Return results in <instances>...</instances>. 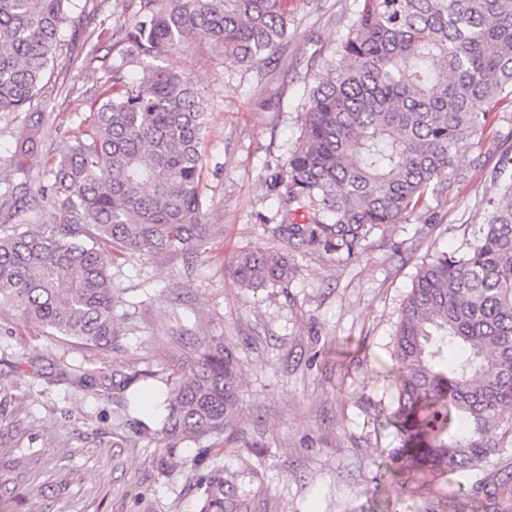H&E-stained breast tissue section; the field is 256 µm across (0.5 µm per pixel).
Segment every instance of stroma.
I'll return each instance as SVG.
<instances>
[{"mask_svg": "<svg viewBox=\"0 0 512 512\" xmlns=\"http://www.w3.org/2000/svg\"><path fill=\"white\" fill-rule=\"evenodd\" d=\"M358 2L284 0L288 40L258 72L224 62L199 41L159 60L188 74L208 103L201 192L210 234L192 255L112 262L122 334L110 351L48 335L0 306V512H198L197 478L214 469L236 491L235 512H512L505 501L461 494L459 472L417 490L390 486L385 474L399 445L386 415L402 304L427 256L463 247L483 224L491 172L512 148L511 111L463 149L464 180L429 211L370 238L359 261L295 252L288 283L258 291L238 287L229 273L237 253L272 244L267 228L281 217L267 192V166L297 141L304 98L326 74ZM63 38L45 93L25 111L0 112L4 205L16 196L39 203L53 158L89 110L86 89L106 79L102 67L79 68L87 33L67 25ZM77 78L84 91L72 90ZM32 117L41 138L22 169L15 134ZM212 337L237 349V443L136 433L118 418L111 391L78 382L114 362L168 374Z\"/></svg>", "mask_w": 512, "mask_h": 512, "instance_id": "obj_1", "label": "stroma"}]
</instances>
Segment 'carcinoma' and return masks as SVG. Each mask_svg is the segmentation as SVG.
Wrapping results in <instances>:
<instances>
[{
  "mask_svg": "<svg viewBox=\"0 0 512 512\" xmlns=\"http://www.w3.org/2000/svg\"><path fill=\"white\" fill-rule=\"evenodd\" d=\"M283 0H139L136 21L112 43L120 63L91 95L89 112L64 145L53 182L40 189L56 223L10 208L0 222V302L29 323L109 351L121 335L112 273L98 242L125 254L190 252L202 223L201 144L207 107L195 83L155 69L129 82L124 69L202 40L224 62L260 69L288 37ZM76 0H0V112H20L45 87L61 30ZM512 108V0H360L336 43L327 76L302 107V131L270 173L281 222L267 228L288 249L257 247L230 264L241 288L288 281L289 251L358 261L370 237L428 209L463 179L457 156ZM40 124L19 132L15 157L35 156ZM487 222L465 246L422 263L394 334L388 419L400 440L392 483L475 471L459 491L472 500H512V156L493 176ZM148 367L100 368L86 388L123 394L127 424L139 419ZM159 434H227L241 410V379L229 342L203 343L199 357L164 380ZM200 482L199 512H233L216 469Z\"/></svg>",
  "mask_w": 512,
  "mask_h": 512,
  "instance_id": "carcinoma-1",
  "label": "carcinoma"
}]
</instances>
